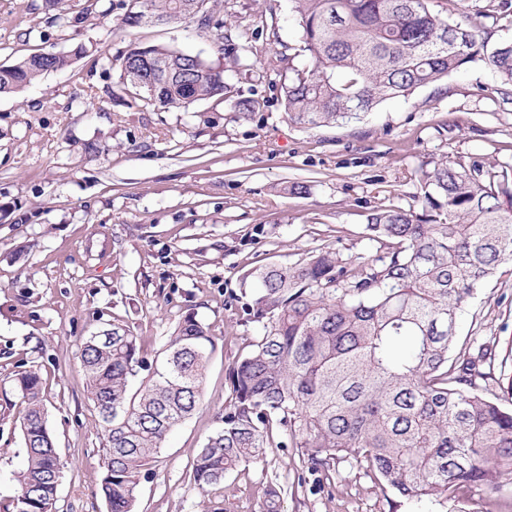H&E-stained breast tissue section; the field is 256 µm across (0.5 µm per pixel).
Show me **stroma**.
Returning a JSON list of instances; mask_svg holds the SVG:
<instances>
[{
  "instance_id": "obj_1",
  "label": "stroma",
  "mask_w": 512,
  "mask_h": 512,
  "mask_svg": "<svg viewBox=\"0 0 512 512\" xmlns=\"http://www.w3.org/2000/svg\"><path fill=\"white\" fill-rule=\"evenodd\" d=\"M68 0L80 22L48 23L45 0H0V65L40 52L72 63L12 95H0V512L18 492L25 460V404L19 368L43 379L48 425L63 464L49 512H107L102 423L87 397L79 350L110 324L129 328L148 367L158 365L179 323L195 313L215 341L201 407L168 435L141 478L136 512H263V489L282 488L281 512H483L512 499L463 489L462 502L439 498L393 507L352 461L328 475L302 468L294 447L265 449L224 482L205 489L192 462L228 397L225 376L255 325L236 295L260 264H290L328 245L366 254L367 214L420 208L416 173L472 157L512 167V95L484 63L387 100L359 118L303 128L288 121L283 76L265 71L270 52L308 65L291 0H205L203 11L249 37L248 69L227 67L213 30L197 21H121L137 0ZM450 22L489 46L512 41V0H433ZM133 46H163L223 68L226 95L188 108L147 106L121 77ZM252 99L254 112L236 103ZM300 182L302 195L283 193ZM494 340L512 349V274L485 282L457 321L456 351Z\"/></svg>"
}]
</instances>
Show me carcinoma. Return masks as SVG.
<instances>
[{
    "label": "carcinoma",
    "instance_id": "cac0c4a2",
    "mask_svg": "<svg viewBox=\"0 0 512 512\" xmlns=\"http://www.w3.org/2000/svg\"><path fill=\"white\" fill-rule=\"evenodd\" d=\"M204 2L141 0L142 10L127 14L124 25L193 19ZM292 2L310 64L297 69L277 53L267 69L288 70L284 110L301 127L349 120L483 60L512 88V42L487 49L475 31L435 12L431 0ZM210 24L200 17L201 26ZM218 50L239 65L250 46L221 34ZM69 62L39 53L0 67V95ZM122 76L162 106L186 107L228 90L222 70L159 46L131 48ZM419 182L421 210L367 215L368 254L322 247L288 266L249 271L252 288L237 301L244 322L261 332L227 369L224 412L193 462L197 486L220 484L264 449L290 443L304 449L313 474L352 460L381 489L407 499H455L470 486L496 493L512 475V408L486 398L476 382L491 375L493 348L483 344L451 359L463 306L512 264V174L486 170L479 160L445 161L421 171ZM214 346L205 324L186 315L161 366L133 391L143 358L131 330L106 327L81 344L88 398L107 439L100 491L108 512H135L140 474L201 402ZM14 382L26 403V464L12 512H49L62 463L42 378L29 369Z\"/></svg>",
    "mask_w": 512,
    "mask_h": 512
}]
</instances>
